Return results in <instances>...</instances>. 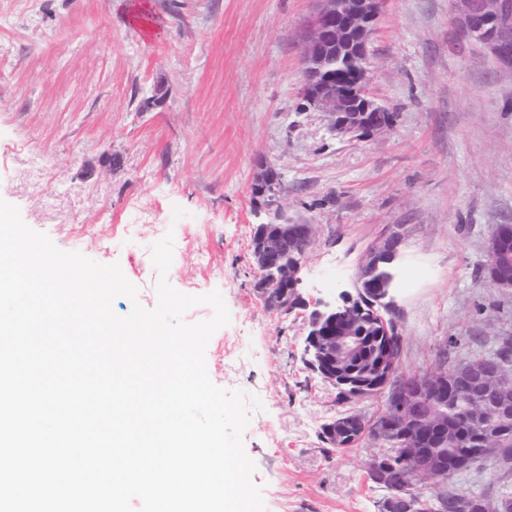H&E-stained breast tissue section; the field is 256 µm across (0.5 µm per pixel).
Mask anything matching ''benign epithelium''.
I'll list each match as a JSON object with an SVG mask.
<instances>
[{
	"label": "benign epithelium",
	"instance_id": "1",
	"mask_svg": "<svg viewBox=\"0 0 512 512\" xmlns=\"http://www.w3.org/2000/svg\"><path fill=\"white\" fill-rule=\"evenodd\" d=\"M385 0H316V8L305 20L300 40L303 49L302 93L309 101V107L323 113L330 127L337 135L352 140L372 138L393 130L392 118L385 106L378 103L369 92L372 72L369 68L370 39ZM456 36L460 43H479L487 54L499 64L512 68V0H449ZM343 60L358 63L357 81L345 87L332 86L326 76L334 66ZM263 193L275 198L280 192L279 176L275 167H268L262 175ZM288 235L299 242L303 250H308L314 238L312 224H280L273 232L264 234L253 254L260 288L259 299L272 298L280 303L290 304L288 292L298 291L302 265L288 270L290 286L281 285L280 278L268 277V271L276 267L281 254L282 239ZM400 235L392 231L372 242L359 264L355 281V293L340 294L341 303L332 304L322 298L301 299L305 311L304 323L306 338L304 362L321 373L322 379L336 386L337 375L321 368L324 352L329 351L333 358L341 359L357 347L355 338L346 331L332 338L327 347H320L318 330L326 321L336 316V311L347 308L356 317L365 312L363 300L367 299L368 278L379 267L380 259H394ZM485 272L491 284L502 290H512V263L507 261L512 254V224H499L485 242ZM380 305L373 310L379 326L378 334L385 338L378 369L385 375L383 390H388L396 374L398 358L401 357L404 336L397 322L389 316L393 300L390 288H378ZM477 372L471 363H461L453 371L441 369L427 376L418 375L414 384L403 387L389 400L390 408L386 417V427L412 429L401 434L399 449L395 454L383 450L372 457V464L378 476L386 477L393 467V460H399L407 471L414 470L420 460L419 442L430 431H443L445 423L440 418L416 419L412 416L415 403L428 400L436 402L448 395V384L452 378L469 380ZM505 371L493 375L487 385L489 391L498 397L501 405L508 406V394L512 388L500 384ZM502 449L494 448L488 441L476 456H460L455 468L467 470L471 467L497 464Z\"/></svg>",
	"mask_w": 512,
	"mask_h": 512
}]
</instances>
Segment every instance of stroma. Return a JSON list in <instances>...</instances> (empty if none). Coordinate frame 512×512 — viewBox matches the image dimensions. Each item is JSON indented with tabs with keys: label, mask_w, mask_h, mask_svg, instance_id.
I'll return each instance as SVG.
<instances>
[{
	"label": "stroma",
	"mask_w": 512,
	"mask_h": 512,
	"mask_svg": "<svg viewBox=\"0 0 512 512\" xmlns=\"http://www.w3.org/2000/svg\"><path fill=\"white\" fill-rule=\"evenodd\" d=\"M0 0V199L61 250L119 264L138 289L113 309L157 304L151 246L173 238L168 283L220 291L231 321L206 348L210 380L257 397L243 435L265 512H379L367 466L377 445L328 451L322 424L380 412L341 403L303 362L296 314L256 298L255 225L275 213L316 224L303 295L351 290L360 257L401 237L394 316L402 372L430 373L512 336V291L486 277L485 241L512 223V71L458 45L448 0H385L371 44V93L392 132L336 135L299 109V29L315 0ZM164 102L145 107L157 86ZM275 206L256 197L263 165ZM452 485L496 500L494 465Z\"/></svg>",
	"instance_id": "obj_1"
}]
</instances>
